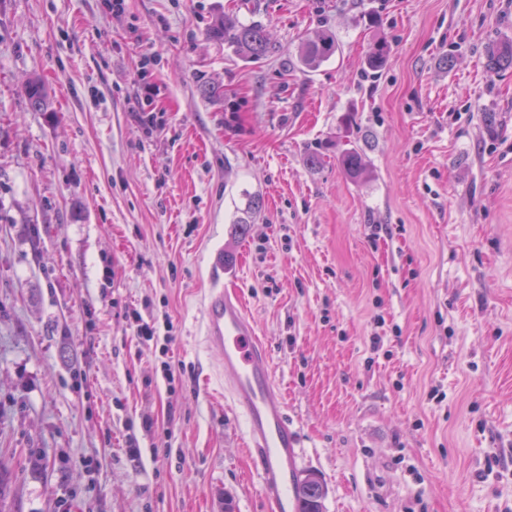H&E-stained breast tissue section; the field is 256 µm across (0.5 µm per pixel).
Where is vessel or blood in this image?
Returning a JSON list of instances; mask_svg holds the SVG:
<instances>
[{"mask_svg": "<svg viewBox=\"0 0 512 512\" xmlns=\"http://www.w3.org/2000/svg\"><path fill=\"white\" fill-rule=\"evenodd\" d=\"M203 342L220 352L215 373L244 420L247 454L257 463V490L267 512H300L296 486L305 462L301 439L288 420L265 343L243 299L224 287L213 268L202 306Z\"/></svg>", "mask_w": 512, "mask_h": 512, "instance_id": "1", "label": "vessel or blood"}]
</instances>
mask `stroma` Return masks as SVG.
<instances>
[{"instance_id": "1", "label": "stroma", "mask_w": 512, "mask_h": 512, "mask_svg": "<svg viewBox=\"0 0 512 512\" xmlns=\"http://www.w3.org/2000/svg\"><path fill=\"white\" fill-rule=\"evenodd\" d=\"M508 40L512 0H0V512H264L198 388L219 262L324 512H512ZM208 37L224 41L245 58L263 56L270 49L269 39L261 24H243L226 15L215 21L208 32ZM338 43L336 34L322 29L315 37L307 39L300 47L298 57L301 65L307 70L317 69L323 62L336 55Z\"/></svg>"}]
</instances>
